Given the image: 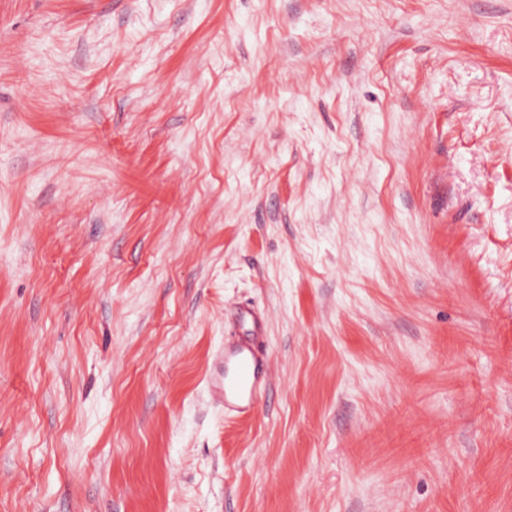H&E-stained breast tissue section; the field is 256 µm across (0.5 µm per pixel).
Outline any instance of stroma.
<instances>
[{"instance_id": "stroma-1", "label": "stroma", "mask_w": 512, "mask_h": 512, "mask_svg": "<svg viewBox=\"0 0 512 512\" xmlns=\"http://www.w3.org/2000/svg\"><path fill=\"white\" fill-rule=\"evenodd\" d=\"M0 512H512V0H0ZM251 323L250 336L224 344L216 357L217 373L211 382L213 397L231 415L253 410L266 383L267 357L260 345L261 319L251 310L241 315Z\"/></svg>"}]
</instances>
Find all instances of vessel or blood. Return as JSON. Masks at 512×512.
Segmentation results:
<instances>
[{"label":"vessel or blood","mask_w":512,"mask_h":512,"mask_svg":"<svg viewBox=\"0 0 512 512\" xmlns=\"http://www.w3.org/2000/svg\"><path fill=\"white\" fill-rule=\"evenodd\" d=\"M244 316L251 323L250 333L218 353L217 373L211 382L213 397L234 416L253 410L267 377V357L260 345L261 319L250 310Z\"/></svg>","instance_id":"b4317fda"}]
</instances>
